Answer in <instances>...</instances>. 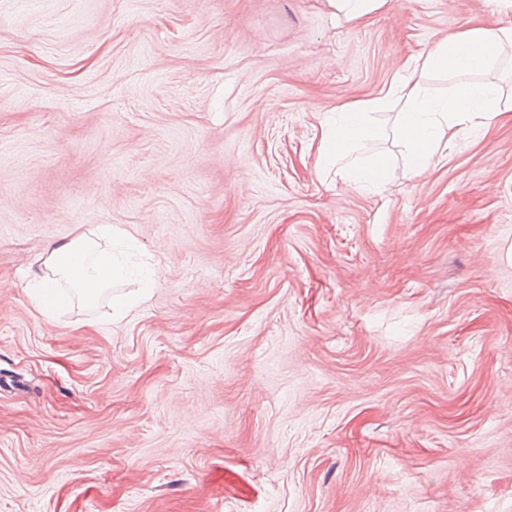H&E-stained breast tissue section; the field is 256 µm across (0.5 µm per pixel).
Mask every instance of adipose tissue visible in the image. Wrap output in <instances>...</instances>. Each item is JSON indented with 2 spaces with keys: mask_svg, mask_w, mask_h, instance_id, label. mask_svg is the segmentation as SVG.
Segmentation results:
<instances>
[{
  "mask_svg": "<svg viewBox=\"0 0 512 512\" xmlns=\"http://www.w3.org/2000/svg\"><path fill=\"white\" fill-rule=\"evenodd\" d=\"M512 47V29L479 26L448 37L424 57L419 71L404 77L398 87L407 108L400 115L398 133L408 150V164L418 174L426 172L435 157L448 148L458 128L478 129L498 114L497 89L490 84L467 82L468 74L490 69ZM445 72L459 76L447 101L428 98L421 87L424 72ZM386 99L357 101L344 105L339 118L323 139V156L342 159L354 145L374 138L378 130L371 111L385 107ZM113 227L98 225L94 230L64 239L50 246L43 258L44 274L34 276L30 289L46 317H54L69 300L58 288L66 281L85 303L118 281L138 277L152 281L153 270L127 267L112 253Z\"/></svg>",
  "mask_w": 512,
  "mask_h": 512,
  "instance_id": "1",
  "label": "adipose tissue"
}]
</instances>
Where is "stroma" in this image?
Segmentation results:
<instances>
[{"instance_id":"1","label":"stroma","mask_w":512,"mask_h":512,"mask_svg":"<svg viewBox=\"0 0 512 512\" xmlns=\"http://www.w3.org/2000/svg\"><path fill=\"white\" fill-rule=\"evenodd\" d=\"M480 24L512 5L0 0V512H512V52L425 173L394 105L317 163ZM99 224L151 288L47 320L45 250ZM335 12L349 21L360 22L389 0H327ZM388 103L385 97L342 106L338 111L339 119L322 140L321 157L345 158L357 142L374 138L378 130L368 114L370 111L385 107ZM349 179L361 186L377 185L386 179V165L381 159H374L365 165L351 169Z\"/></svg>"}]
</instances>
